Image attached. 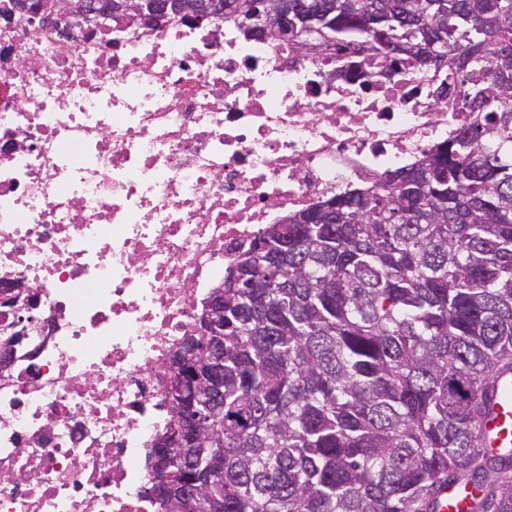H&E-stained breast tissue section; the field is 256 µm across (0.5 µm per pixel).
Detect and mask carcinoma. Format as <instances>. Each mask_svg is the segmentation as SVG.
<instances>
[{
  "label": "carcinoma",
  "mask_w": 512,
  "mask_h": 512,
  "mask_svg": "<svg viewBox=\"0 0 512 512\" xmlns=\"http://www.w3.org/2000/svg\"><path fill=\"white\" fill-rule=\"evenodd\" d=\"M251 33L276 15L222 0ZM309 35L455 79L459 134L270 224L224 269V335L174 354L223 383L180 413L223 439L157 438V512H512V450L483 447L512 372V0H288Z\"/></svg>",
  "instance_id": "obj_1"
}]
</instances>
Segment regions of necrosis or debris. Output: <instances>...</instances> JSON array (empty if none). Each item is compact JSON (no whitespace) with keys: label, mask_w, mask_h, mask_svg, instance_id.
Instances as JSON below:
<instances>
[{"label":"necrosis or debris","mask_w":512,"mask_h":512,"mask_svg":"<svg viewBox=\"0 0 512 512\" xmlns=\"http://www.w3.org/2000/svg\"><path fill=\"white\" fill-rule=\"evenodd\" d=\"M437 83L229 19L32 22L0 0V285L36 300L0 379V512H156L171 358L208 289L264 225L466 127Z\"/></svg>","instance_id":"1"}]
</instances>
